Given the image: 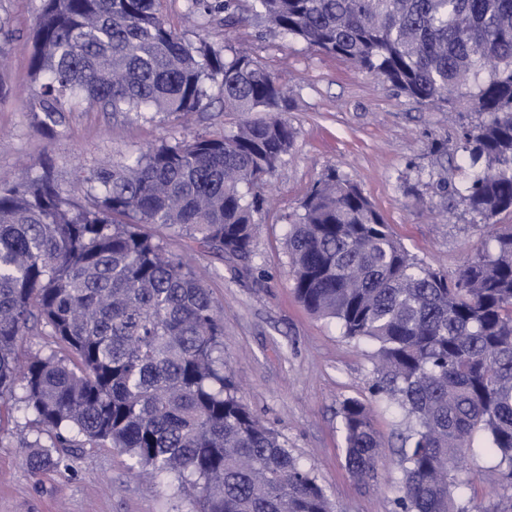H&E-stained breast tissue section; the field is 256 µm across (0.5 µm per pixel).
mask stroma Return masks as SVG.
<instances>
[{"label": "stroma", "mask_w": 512, "mask_h": 512, "mask_svg": "<svg viewBox=\"0 0 512 512\" xmlns=\"http://www.w3.org/2000/svg\"><path fill=\"white\" fill-rule=\"evenodd\" d=\"M39 8L40 0H0V13L10 15L18 32L10 67L0 74L8 89L0 97V183L13 182L25 165L48 153L57 161L63 189L76 194L74 167L124 161L140 149L198 133L217 136L240 122L239 114L218 102L186 124L160 114L115 118L82 108L62 134L45 137L23 106L32 89L30 36ZM161 10L189 39L249 48L292 91L287 117L296 130L292 150L265 188L268 203L253 215L257 234L249 260L210 252L181 235L164 234L163 242L209 288L224 316V370L243 403L318 477L336 512H394L402 481L397 449L413 420L372 395L371 346L345 338L336 321L311 314L296 299L286 235L308 190L335 169L360 184L411 255L456 274L482 249L486 229L458 198L437 191L438 178L456 179L461 159L437 154L433 145L456 140L475 117L418 104L262 17L250 16L233 28L217 22L194 26L184 18V0H162ZM22 396L15 390L9 424L0 432V512H189L187 498L173 484H148L137 476L134 460L114 448L69 449V469L62 474L22 465L23 448L34 438V416ZM349 398L370 403L386 443L373 480H356L345 468L340 411ZM493 466L481 451L469 453L461 473L465 498L482 504L496 498Z\"/></svg>", "instance_id": "35a3bbf8"}]
</instances>
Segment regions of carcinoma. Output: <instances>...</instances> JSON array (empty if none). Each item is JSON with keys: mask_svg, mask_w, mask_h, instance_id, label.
<instances>
[{"mask_svg": "<svg viewBox=\"0 0 512 512\" xmlns=\"http://www.w3.org/2000/svg\"><path fill=\"white\" fill-rule=\"evenodd\" d=\"M160 0H42L25 101L54 137L80 103L112 117L175 121L219 99L263 117L220 136L165 141L117 164L79 167L63 191L41 157L0 185V406L15 386L35 416L25 464L65 472L62 449L118 448L176 482L191 512H333L317 478L261 423L224 372V318L210 290L169 254L160 231L250 258L259 193L292 149L288 87L252 55L191 41ZM259 12L274 28L373 72L418 103L473 112L464 179L437 187L489 228L453 279L396 240L359 184L332 169L301 203L286 242L293 288L312 314L371 343L373 394L413 419L396 512H482L464 499V458L481 435L512 512V0H186L185 14ZM17 31L0 15V61ZM49 328L71 356L21 360ZM345 462L375 479L384 442L370 405L341 409ZM54 437L52 447L40 435Z\"/></svg>", "mask_w": 512, "mask_h": 512, "instance_id": "carcinoma-1", "label": "carcinoma"}]
</instances>
